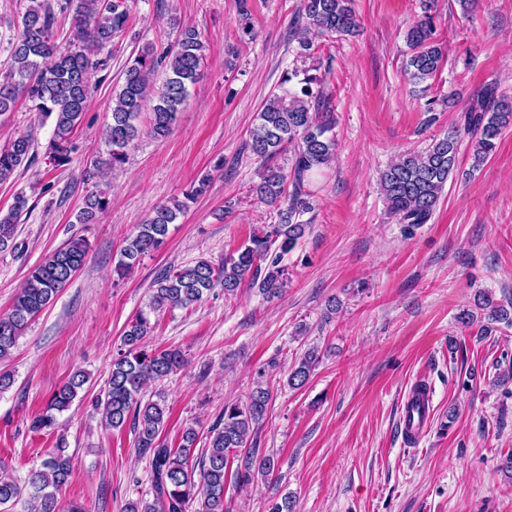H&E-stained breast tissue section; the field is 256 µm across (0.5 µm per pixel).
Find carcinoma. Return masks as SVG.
Wrapping results in <instances>:
<instances>
[{"mask_svg": "<svg viewBox=\"0 0 512 512\" xmlns=\"http://www.w3.org/2000/svg\"><path fill=\"white\" fill-rule=\"evenodd\" d=\"M434 0H423V14L405 33L410 55L405 70L416 84L435 79L441 72L445 51L436 35ZM71 15L72 41L63 49L55 38L59 16ZM299 16L307 33L331 38L353 36L358 31L354 0H299ZM130 19L128 0H64L54 10L48 0H30L22 16L20 33L10 42L12 65L0 80V112L10 110L19 99L34 103L41 120L52 121L48 154L53 163L70 162L72 137L81 123L90 96V77L103 60L100 48L112 42L127 27ZM207 46L200 33L188 26H177L174 44L161 50L149 44L141 49L124 72L120 89L112 95L110 123L105 128L106 155L86 170L93 179L105 170L121 167L128 160L131 144L142 132V117H148L147 131L156 139L172 130L178 112L186 102L190 88L200 80ZM318 67L298 73L287 72L283 86L272 93L257 113L246 147L262 161L259 181L250 191L276 212L273 224L252 231L236 251L215 265L199 259L192 265L159 277L148 310L140 311L126 325L123 349L112 360V370L95 408L104 424L114 430L126 424L136 435L138 453L149 458L153 499L130 504L129 512H230L224 499L226 471L236 462L233 477L244 489L258 479L276 488L280 476L278 459L253 444L254 434L264 420L272 390L256 382L246 401L224 403V411L211 429L209 446L193 457L198 439L195 428L186 427L181 443L171 448L162 437L168 408L161 394L143 400L141 393L149 384L162 380L179 369L184 355L178 349L146 350L147 336L153 329L151 315L176 308H188L203 300L217 285L224 296L237 295L247 285L267 297L279 296L288 283L283 259L310 231L300 220L311 209L313 178L335 159L337 120L330 96L313 86L321 85L315 74ZM163 73L161 85L156 76ZM512 125V101L490 83L464 109L463 121L451 124L445 133L420 151L401 154L379 175L380 191L390 217L413 228L427 223L442 196L448 180L460 172V148L470 142L469 172L479 170L495 151L503 129ZM34 138L22 133L0 147V183L31 159ZM290 153V172L272 164L273 159ZM207 188V179L175 199L158 206L143 224L137 225L127 239L115 272L123 277L148 254L164 243L169 225L184 213ZM22 193L14 206L0 213V250L12 245L16 222L27 208ZM109 200L103 192H91L77 216L81 224H92L106 212ZM89 246L85 239L74 238L33 266L15 295L7 314L0 316V361L10 358L12 349L30 322L65 288L85 265ZM476 311L462 310L459 321L468 326L482 320L480 335H488L496 325L512 327V300L496 302L485 291L475 295ZM319 363L315 347L307 349L293 365L287 379L294 389L305 386ZM87 373H74L57 388L45 411L33 417L35 432L57 428V414L66 411L86 392ZM72 458L64 442L47 453L40 466L19 482L0 478V506L19 502L28 512H58L57 493L69 482Z\"/></svg>", "mask_w": 512, "mask_h": 512, "instance_id": "1", "label": "carcinoma"}]
</instances>
